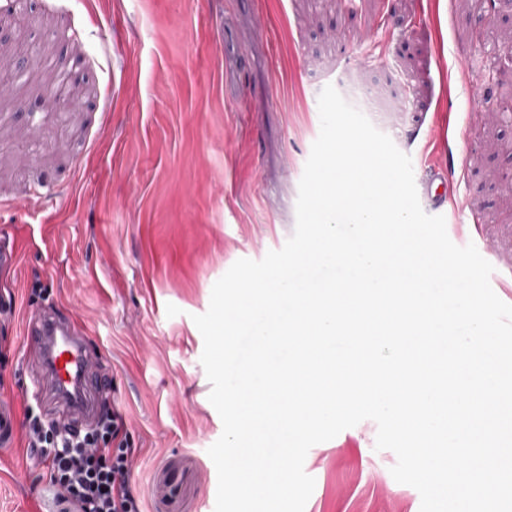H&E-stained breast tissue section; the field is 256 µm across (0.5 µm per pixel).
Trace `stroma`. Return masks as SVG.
<instances>
[{
    "instance_id": "1",
    "label": "stroma",
    "mask_w": 512,
    "mask_h": 512,
    "mask_svg": "<svg viewBox=\"0 0 512 512\" xmlns=\"http://www.w3.org/2000/svg\"><path fill=\"white\" fill-rule=\"evenodd\" d=\"M238 0H32L40 41L78 103L49 111L44 67L0 91V512H68L26 456L23 409L36 402L28 310L78 315L112 367L111 407L126 419L146 512H212L210 403L194 316L238 259L281 249L320 132L318 97L358 88L368 118L412 159L416 181L447 171L446 223L483 224L477 249L512 275V68L490 63L512 35L504 0H258L244 23L271 71L224 89V24ZM495 14L494 22L484 17ZM278 102L257 109V97ZM37 403V402H36ZM365 420L313 446L305 512H420L390 473Z\"/></svg>"
}]
</instances>
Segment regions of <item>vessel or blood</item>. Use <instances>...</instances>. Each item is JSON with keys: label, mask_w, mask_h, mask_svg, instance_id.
I'll use <instances>...</instances> for the list:
<instances>
[{"label": "vessel or blood", "mask_w": 512, "mask_h": 512, "mask_svg": "<svg viewBox=\"0 0 512 512\" xmlns=\"http://www.w3.org/2000/svg\"><path fill=\"white\" fill-rule=\"evenodd\" d=\"M271 63L269 45L262 39L243 40L232 27L224 29V68L231 71L255 61ZM450 191L445 173L433 172L422 195L432 208H439ZM26 336L31 349L34 394L50 399L64 417L91 422L108 390L102 380L100 356L92 351L81 323L51 309L31 312Z\"/></svg>", "instance_id": "1"}]
</instances>
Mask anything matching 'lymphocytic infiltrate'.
<instances>
[{
  "mask_svg": "<svg viewBox=\"0 0 512 512\" xmlns=\"http://www.w3.org/2000/svg\"><path fill=\"white\" fill-rule=\"evenodd\" d=\"M23 429L28 452L45 463L56 497L74 512H145L132 479L136 450L119 412L104 409L94 428L73 437L29 407Z\"/></svg>",
  "mask_w": 512,
  "mask_h": 512,
  "instance_id": "1",
  "label": "lymphocytic infiltrate"
}]
</instances>
